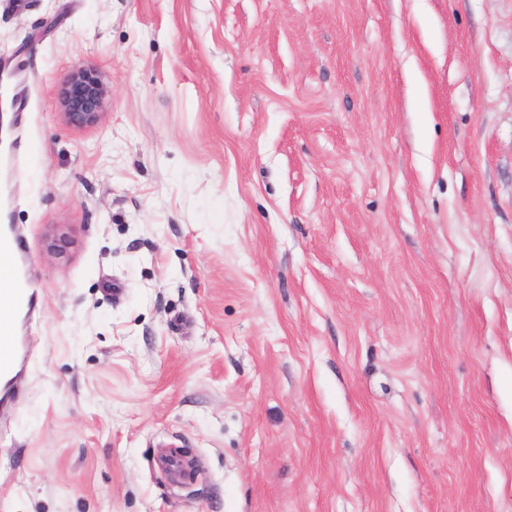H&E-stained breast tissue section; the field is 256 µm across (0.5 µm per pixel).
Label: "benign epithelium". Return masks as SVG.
Listing matches in <instances>:
<instances>
[{
    "mask_svg": "<svg viewBox=\"0 0 512 512\" xmlns=\"http://www.w3.org/2000/svg\"><path fill=\"white\" fill-rule=\"evenodd\" d=\"M107 95V87L97 76L85 70H78L72 73L63 84L62 115L73 126L95 125L103 116Z\"/></svg>",
    "mask_w": 512,
    "mask_h": 512,
    "instance_id": "7a95c632",
    "label": "benign epithelium"
}]
</instances>
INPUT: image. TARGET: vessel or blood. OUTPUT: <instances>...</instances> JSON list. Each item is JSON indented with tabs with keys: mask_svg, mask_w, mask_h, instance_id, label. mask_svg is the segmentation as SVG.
Here are the masks:
<instances>
[{
	"mask_svg": "<svg viewBox=\"0 0 512 512\" xmlns=\"http://www.w3.org/2000/svg\"><path fill=\"white\" fill-rule=\"evenodd\" d=\"M35 306V297L24 285L16 242L0 234V405L17 400L15 387L25 370L27 349L19 326Z\"/></svg>",
	"mask_w": 512,
	"mask_h": 512,
	"instance_id": "obj_1",
	"label": "vessel or blood"
}]
</instances>
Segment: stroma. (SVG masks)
Returning a JSON list of instances; mask_svg holds the SVG:
<instances>
[{"mask_svg":"<svg viewBox=\"0 0 512 512\" xmlns=\"http://www.w3.org/2000/svg\"><path fill=\"white\" fill-rule=\"evenodd\" d=\"M4 225L0 512H512V0H0ZM107 95V87L97 76L85 70H78L63 84L62 115L73 126L95 125L104 114L102 110ZM18 250L9 232L0 234V414L1 407L16 403V382L25 370L27 349L19 326L35 306L34 294L25 288ZM2 298V303H1ZM2 399V400H1Z\"/></svg>","mask_w":512,"mask_h":512,"instance_id":"1","label":"stroma"}]
</instances>
